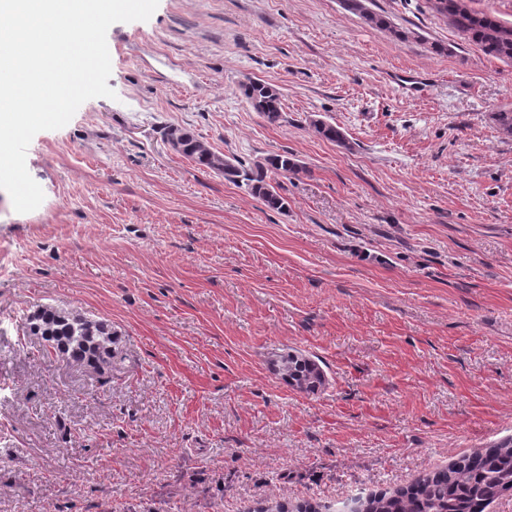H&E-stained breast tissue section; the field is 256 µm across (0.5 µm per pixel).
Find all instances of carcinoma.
<instances>
[{"mask_svg": "<svg viewBox=\"0 0 512 512\" xmlns=\"http://www.w3.org/2000/svg\"><path fill=\"white\" fill-rule=\"evenodd\" d=\"M368 0H343L345 8L357 14L367 25L387 30L394 40L404 42L414 32L392 25L383 15L367 6ZM434 7L465 40L478 46L487 56L512 63V25L490 12L476 11L469 0H434ZM250 108L270 124L285 120L281 94L262 80H250L240 86ZM499 131L512 137V110L491 113ZM315 132L337 146L349 148L343 132L326 121L311 123ZM170 146L197 166L224 175V178L261 199L272 210L286 208L277 191V178L308 173L292 154H269L248 164L232 162L214 152L209 145L187 131L170 128L166 132ZM19 326L26 336H37L42 354L56 357L69 365L99 371L112 362L114 341L112 325L88 319L78 313L51 306H39L20 316ZM318 368L315 361L288 355L281 360L280 371L308 379ZM512 492V439L483 450L464 454L447 467L418 477L390 495H378L361 502V512H484L494 500Z\"/></svg>", "mask_w": 512, "mask_h": 512, "instance_id": "carcinoma-1", "label": "carcinoma"}]
</instances>
